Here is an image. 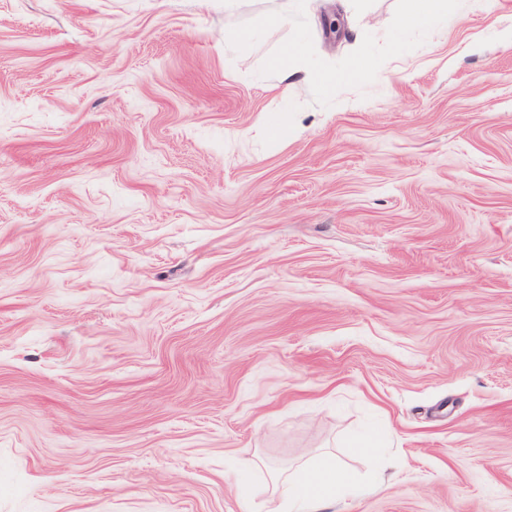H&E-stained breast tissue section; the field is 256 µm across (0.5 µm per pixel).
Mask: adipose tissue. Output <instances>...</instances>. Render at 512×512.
Returning <instances> with one entry per match:
<instances>
[{
  "instance_id": "obj_1",
  "label": "adipose tissue",
  "mask_w": 512,
  "mask_h": 512,
  "mask_svg": "<svg viewBox=\"0 0 512 512\" xmlns=\"http://www.w3.org/2000/svg\"><path fill=\"white\" fill-rule=\"evenodd\" d=\"M351 480L350 472L333 457L305 461L293 473L275 476L276 512H324Z\"/></svg>"
}]
</instances>
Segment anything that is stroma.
Masks as SVG:
<instances>
[{
  "label": "stroma",
  "instance_id": "stroma-1",
  "mask_svg": "<svg viewBox=\"0 0 512 512\" xmlns=\"http://www.w3.org/2000/svg\"><path fill=\"white\" fill-rule=\"evenodd\" d=\"M283 2L0 0V512H512V0ZM444 2L445 0H409L400 26L429 27L444 13ZM351 480L350 472L331 456L307 460L293 473L274 477L276 512H322Z\"/></svg>",
  "mask_w": 512,
  "mask_h": 512
}]
</instances>
